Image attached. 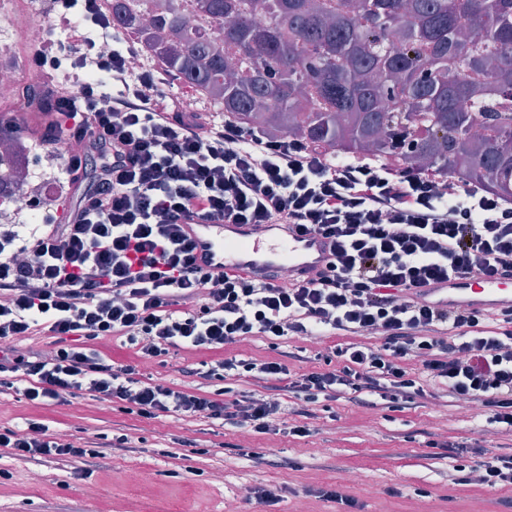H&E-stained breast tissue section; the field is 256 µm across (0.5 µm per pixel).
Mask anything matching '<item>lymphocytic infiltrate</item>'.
Masks as SVG:
<instances>
[{
  "instance_id": "lymphocytic-infiltrate-1",
  "label": "lymphocytic infiltrate",
  "mask_w": 512,
  "mask_h": 512,
  "mask_svg": "<svg viewBox=\"0 0 512 512\" xmlns=\"http://www.w3.org/2000/svg\"><path fill=\"white\" fill-rule=\"evenodd\" d=\"M46 18L67 30L68 48H30L43 109L1 112L0 139L14 145L18 169L39 150L80 149L60 175L42 176L36 215L0 230V387L38 404L89 395L146 420L202 416L303 438L307 425L284 421L287 396L308 405L372 391L402 410L426 398V376L512 429V309L440 308L419 297L451 275L512 273V197L440 168L338 161L299 140L272 141L230 118L177 108L170 71L133 75L131 49L120 44L98 53L92 30L112 28L98 0H49ZM190 214L294 224L331 239L334 262L306 281L218 280L193 264L181 227ZM318 332L333 337L340 368L299 374L231 355L203 371L220 383L210 391L141 379L90 346L123 337L155 357ZM371 332L380 344L355 343ZM33 336L50 338V351L18 348ZM417 358L415 373L408 364ZM242 375L265 383L267 394L228 395L222 381ZM127 442L123 433L107 447L78 446L37 421L0 428V448L17 459L85 464Z\"/></svg>"
}]
</instances>
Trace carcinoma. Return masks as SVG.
Here are the masks:
<instances>
[{
    "instance_id": "1",
    "label": "carcinoma",
    "mask_w": 512,
    "mask_h": 512,
    "mask_svg": "<svg viewBox=\"0 0 512 512\" xmlns=\"http://www.w3.org/2000/svg\"><path fill=\"white\" fill-rule=\"evenodd\" d=\"M198 6L216 25L209 39L169 7L146 27L129 0H112V25L148 43L170 33L155 43L168 68L216 87L224 114L246 127L331 144L341 159L395 155L512 197V0ZM309 90L322 108L305 111Z\"/></svg>"
}]
</instances>
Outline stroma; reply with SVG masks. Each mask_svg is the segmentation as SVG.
<instances>
[{
  "label": "stroma",
  "instance_id": "obj_1",
  "mask_svg": "<svg viewBox=\"0 0 512 512\" xmlns=\"http://www.w3.org/2000/svg\"><path fill=\"white\" fill-rule=\"evenodd\" d=\"M94 347L117 364H138L143 377L195 386L186 375L201 354L180 350L139 360L134 346L107 337ZM243 359H278L291 372L339 368L318 337L250 338L231 345ZM429 395L412 408L392 412L382 400L359 405L342 395L311 406L307 438L261 435L204 417L163 416L143 420L117 404L82 396L67 405L37 406L0 392V427L44 422L50 432L75 443L105 442L122 428L129 450L99 460L88 472L74 465L15 460L0 453V512H344L318 489L337 488L358 501L361 512H498L512 486L491 489L461 483L456 469L480 455L512 453V431L491 422L488 408L449 396L431 381ZM473 448L470 456L442 449L443 441ZM354 473L359 483L347 482ZM372 494H364L363 486ZM278 494L269 507L251 498L252 487Z\"/></svg>",
  "mask_w": 512,
  "mask_h": 512
}]
</instances>
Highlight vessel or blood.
<instances>
[{
  "label": "vessel or blood",
  "mask_w": 512,
  "mask_h": 512,
  "mask_svg": "<svg viewBox=\"0 0 512 512\" xmlns=\"http://www.w3.org/2000/svg\"><path fill=\"white\" fill-rule=\"evenodd\" d=\"M183 228L194 245L196 266L214 276L242 271L256 279L288 269L291 278H308L332 258L328 239L292 224H216L191 216ZM439 307L487 309L512 307V277L472 282L456 276L423 290Z\"/></svg>",
  "instance_id": "b4317fda"
}]
</instances>
